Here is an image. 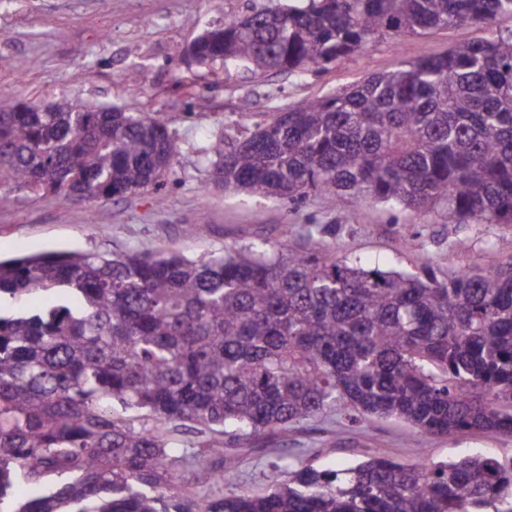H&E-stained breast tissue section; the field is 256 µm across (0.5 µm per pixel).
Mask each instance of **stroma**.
Listing matches in <instances>:
<instances>
[{
	"mask_svg": "<svg viewBox=\"0 0 512 512\" xmlns=\"http://www.w3.org/2000/svg\"><path fill=\"white\" fill-rule=\"evenodd\" d=\"M290 0H0V94L48 104L66 97L78 105L118 106L157 115L181 144L163 177L121 198L64 200L13 189L0 203V257L47 251L177 252L191 259L244 246L306 251L321 243L337 258L387 270L430 269L438 278L500 259L497 244L512 237L510 224H452L444 209L427 214L390 209L361 198L337 203L318 194L306 204L211 181L216 155L201 149L247 135L308 101L329 95L372 73L395 71L423 56L485 37L474 23L422 35L389 34L365 53L327 69L304 73H252L185 61L188 45L225 17L277 9ZM140 69L139 85L125 75ZM94 211L105 213L100 223ZM411 425L394 418H352L332 408L297 423L289 436L266 431L224 454L238 461L235 490L261 493L273 469L305 465L342 469L371 457L407 465L449 462L470 452L512 456V435L478 430L425 438L416 447Z\"/></svg>",
	"mask_w": 512,
	"mask_h": 512,
	"instance_id": "obj_1",
	"label": "stroma"
}]
</instances>
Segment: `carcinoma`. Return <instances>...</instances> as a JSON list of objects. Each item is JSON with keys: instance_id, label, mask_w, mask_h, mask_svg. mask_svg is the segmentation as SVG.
Wrapping results in <instances>:
<instances>
[{"instance_id": "obj_1", "label": "carcinoma", "mask_w": 512, "mask_h": 512, "mask_svg": "<svg viewBox=\"0 0 512 512\" xmlns=\"http://www.w3.org/2000/svg\"><path fill=\"white\" fill-rule=\"evenodd\" d=\"M512 16V0H305L224 19L187 49L224 68L302 72L420 35ZM212 181L296 204L368 199L456 223L512 224V30L464 42L201 149ZM180 154L159 117L68 99L0 97V190L124 197ZM507 262L434 273L349 264L321 244L171 254L47 252L0 260V512H512V458L311 465L263 494L181 490L183 463L232 481L233 445L340 406L430 435L512 433V239ZM45 292L32 309L7 302ZM148 412L152 429L114 417ZM214 441L176 456L169 426ZM23 483L31 496L11 500Z\"/></svg>"}]
</instances>
